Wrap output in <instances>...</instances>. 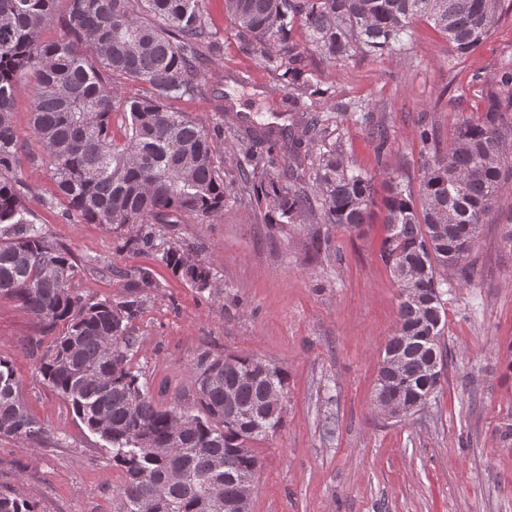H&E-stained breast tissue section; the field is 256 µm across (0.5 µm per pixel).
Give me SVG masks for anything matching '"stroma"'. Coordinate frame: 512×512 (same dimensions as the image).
I'll use <instances>...</instances> for the list:
<instances>
[{
    "instance_id": "1",
    "label": "stroma",
    "mask_w": 512,
    "mask_h": 512,
    "mask_svg": "<svg viewBox=\"0 0 512 512\" xmlns=\"http://www.w3.org/2000/svg\"><path fill=\"white\" fill-rule=\"evenodd\" d=\"M205 19L219 47L206 70L210 99L171 101L206 129L225 124L228 91L263 121L287 124L292 108L276 75L242 52L224 0H206ZM315 82L338 97L368 100L389 127L393 151L378 163L364 128L338 123L350 165L391 172L418 187L417 134L427 123L447 141L463 116L475 115L484 90L512 73V9L502 8L487 40L457 59L433 25L417 21L403 49L343 64L307 51ZM25 75L13 122L25 152L22 175L28 208L75 257L73 290L88 302H118L120 274L149 269L155 286L130 322L139 344L131 365L154 401L190 402L202 355H254L287 374L284 424L255 442L261 466L252 512H512V443L500 426L512 419V251L500 244L496 218L483 225L471 254L474 273L446 299L447 379L425 408L405 422L377 409L373 392L379 357L396 326L399 288L380 258L381 216L363 232L325 225L330 248L315 253L310 225L269 224L246 201L200 220L185 217L163 229L190 247L210 270L199 290L175 275L156 253L127 245L126 236L54 204L51 163L30 132L33 101ZM471 87L456 99L458 85ZM107 263L111 272L100 271ZM53 333L18 301L0 297V358L13 365L22 395L46 429L38 449L0 437V493L35 503L37 512H113L125 480L112 449L91 433L38 372L32 341Z\"/></svg>"
}]
</instances>
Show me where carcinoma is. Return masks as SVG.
<instances>
[{
  "label": "carcinoma",
  "instance_id": "cac0c4a2",
  "mask_svg": "<svg viewBox=\"0 0 512 512\" xmlns=\"http://www.w3.org/2000/svg\"><path fill=\"white\" fill-rule=\"evenodd\" d=\"M502 0H224L242 50L275 73L292 105L333 93L308 77V42L336 63L358 53H392L413 24L425 19L463 58L486 40ZM55 0H0V296L20 302L47 329L62 333L42 354L39 372L89 431L112 447V464L125 474L115 512H237L241 482L260 460L250 448L283 427L284 407L270 392L287 391L283 368L262 358L205 357L194 372L193 405L154 403L130 367L137 338L128 321L154 287L150 271L134 272L138 287L123 300L89 303L69 288L71 251L49 237L25 205L22 152L13 125L19 75L35 74L31 133L53 167L67 215L104 224L138 250H155L167 268L204 290L210 269L196 272L190 249L161 239L160 224L210 218L230 200L245 199L271 213V224H343L361 230L375 205V176L355 169L342 141L325 143L333 116L302 111L298 136L250 118L228 133L244 145L225 179L214 164L208 131L168 101L204 98L207 61L217 45L204 19L205 0H68L63 25L71 38L44 41ZM143 85L135 98L118 95L117 81ZM336 117L368 131L378 158L393 141L374 124L370 104L336 100ZM125 117L122 140L112 136V113ZM423 175L419 199L399 177H383L381 260L399 289L397 326L383 357L401 366L379 367L374 401L401 393L405 419L414 402L441 389L447 352L442 285L452 274L471 277L469 260L482 224L497 214L501 241L512 250V208L498 211L505 171L512 172V98H484L477 117L459 122L439 144L429 126L418 134ZM45 428L21 396L13 366L0 358V437L32 445ZM0 512H36L26 499L0 494Z\"/></svg>",
  "mask_w": 512,
  "mask_h": 512
}]
</instances>
